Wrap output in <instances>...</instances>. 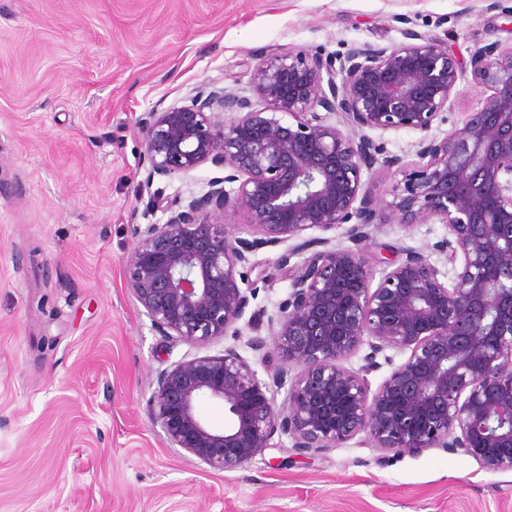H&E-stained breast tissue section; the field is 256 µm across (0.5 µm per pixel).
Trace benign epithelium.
<instances>
[{"mask_svg":"<svg viewBox=\"0 0 512 512\" xmlns=\"http://www.w3.org/2000/svg\"><path fill=\"white\" fill-rule=\"evenodd\" d=\"M404 37L267 55L251 72L254 98L202 89L139 121L142 189L206 164L224 171L205 193L166 201L165 221L135 229L124 286L161 335L239 340L257 292L240 288L242 269L257 249L294 242L277 260L290 291L273 345L259 335L246 343L263 361L276 354L267 378L235 345L157 376L150 416L170 447L213 470L251 462L277 435L304 450L364 433L385 451L460 448L487 470L512 471V45L475 51L486 103L438 138L433 124L460 94L462 67L444 40ZM367 130L420 134L419 162L405 168ZM395 168L388 207L401 224L446 225L432 250L452 274L407 249L372 285L366 246L379 210L368 177ZM239 211L255 238L225 227ZM345 224V247L304 237ZM294 255L303 260L292 266ZM387 349L407 358L373 389L367 375ZM361 351L359 369L343 365ZM204 401L224 404V427L200 413Z\"/></svg>","mask_w":512,"mask_h":512,"instance_id":"obj_1","label":"benign epithelium"}]
</instances>
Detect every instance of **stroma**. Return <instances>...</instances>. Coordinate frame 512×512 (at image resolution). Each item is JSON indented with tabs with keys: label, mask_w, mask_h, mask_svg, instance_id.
Wrapping results in <instances>:
<instances>
[{
	"label": "stroma",
	"mask_w": 512,
	"mask_h": 512,
	"mask_svg": "<svg viewBox=\"0 0 512 512\" xmlns=\"http://www.w3.org/2000/svg\"><path fill=\"white\" fill-rule=\"evenodd\" d=\"M405 22H398V15ZM446 39L464 75L432 133L480 110L476 48L512 43L489 0H0V512H512V471L446 448L383 452L365 435L300 451L286 436L217 471L169 447L148 413L158 373L219 353L161 335L126 290L143 113L218 87L251 95L256 56L342 53ZM218 168L155 180L158 197L202 194ZM399 173L371 181L384 201L369 261H397L446 237L398 223ZM287 244L254 252L244 337L268 336L289 281Z\"/></svg>",
	"instance_id": "stroma-1"
}]
</instances>
